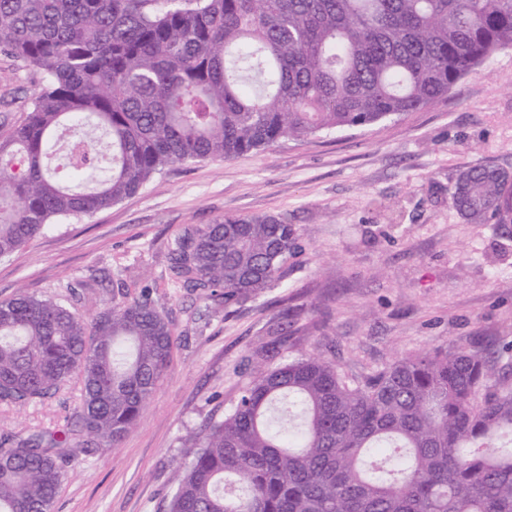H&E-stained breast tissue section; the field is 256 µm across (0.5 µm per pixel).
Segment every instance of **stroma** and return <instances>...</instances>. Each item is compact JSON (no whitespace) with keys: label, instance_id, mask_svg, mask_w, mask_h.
<instances>
[{"label":"stroma","instance_id":"obj_1","mask_svg":"<svg viewBox=\"0 0 512 512\" xmlns=\"http://www.w3.org/2000/svg\"><path fill=\"white\" fill-rule=\"evenodd\" d=\"M41 85L34 67L0 55V132ZM481 166L512 175L511 48L433 106L172 167L0 260V300L23 289L88 315L147 293L178 338L137 427L119 446L75 449L53 512H166L185 439L222 418L261 364L319 353L360 381L418 352L488 348L512 378V224L472 223L453 202L459 177ZM228 216L283 219L298 249L278 288L217 313L174 281L168 253L189 228ZM79 395L74 384L0 409V430L62 428Z\"/></svg>","mask_w":512,"mask_h":512}]
</instances>
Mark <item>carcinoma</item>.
<instances>
[{
  "instance_id": "1",
  "label": "carcinoma",
  "mask_w": 512,
  "mask_h": 512,
  "mask_svg": "<svg viewBox=\"0 0 512 512\" xmlns=\"http://www.w3.org/2000/svg\"><path fill=\"white\" fill-rule=\"evenodd\" d=\"M512 48V0H0V54L42 75L0 134V258L175 165L365 127L429 107ZM470 222L511 224L512 185L472 169ZM293 225L195 227L181 287L230 311L284 277ZM178 338L151 297L94 315L0 300V407L80 386L65 427L0 436V512H52L83 438L114 447L171 375ZM167 512H512V378L486 352L436 349L362 383L321 355L259 367L179 464Z\"/></svg>"
}]
</instances>
